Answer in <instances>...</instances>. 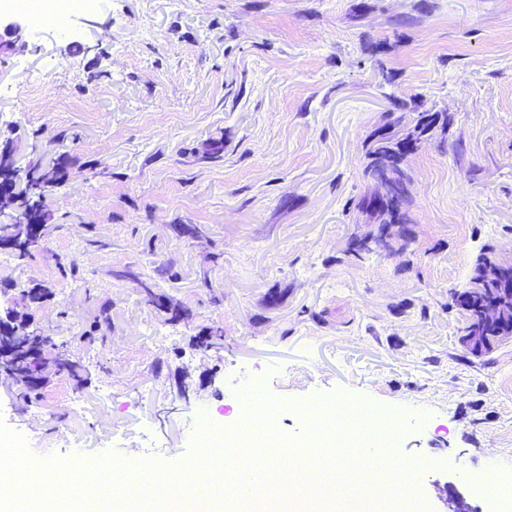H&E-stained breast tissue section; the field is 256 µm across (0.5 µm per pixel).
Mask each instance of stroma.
Returning <instances> with one entry per match:
<instances>
[{"instance_id": "1", "label": "stroma", "mask_w": 512, "mask_h": 512, "mask_svg": "<svg viewBox=\"0 0 512 512\" xmlns=\"http://www.w3.org/2000/svg\"><path fill=\"white\" fill-rule=\"evenodd\" d=\"M11 21L0 145L58 178L41 247L0 248V316L29 317L86 379L46 366L36 418L0 375V422L39 457L183 467L192 417L237 425L248 382L279 402L349 395L404 423L394 451L429 461L432 512L451 490L499 512L503 492L471 485L512 481V341L462 362L451 293L485 247L512 262V0H95L64 31L0 16V38ZM396 99L450 125L407 159L409 247L360 262L363 142Z\"/></svg>"}]
</instances>
